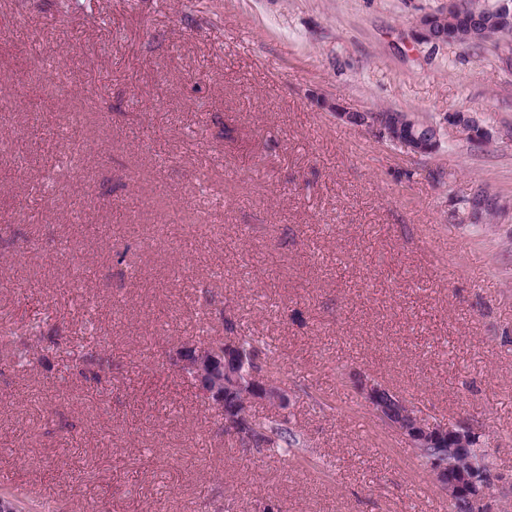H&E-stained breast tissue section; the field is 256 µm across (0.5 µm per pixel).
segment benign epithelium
<instances>
[{
    "mask_svg": "<svg viewBox=\"0 0 512 512\" xmlns=\"http://www.w3.org/2000/svg\"><path fill=\"white\" fill-rule=\"evenodd\" d=\"M461 17L463 12L458 7V0H448L445 10L424 15L418 20L416 35L422 41L446 43L448 24L457 22ZM318 106L327 112L336 113L343 122L375 133L413 154L432 152L439 140L437 135L427 139L415 134L416 130L426 129L428 125L410 115L406 118L410 134L401 137L381 127L369 111H351L339 102L327 99L318 101ZM454 124L468 140L478 139L485 133L484 126L462 113L455 115ZM223 346L224 353L219 357L222 364L220 382L231 389L241 390L243 397L240 409L234 414L224 412L223 400L217 396V387L213 386L210 373L213 359L217 357L209 347L191 342L189 347L194 349L193 355L184 358L175 352L171 356V362L184 376L193 379L204 398L217 409L224 434L247 446L249 439L246 424L251 420L252 409L257 405H268L284 410L289 406L290 399L285 386L273 381L266 371L250 368L247 372H242V365L249 360L257 363L260 357L253 355L247 359L241 356L239 338L230 328L226 329ZM362 392L366 404L378 420L388 429L408 438L412 446L429 448L441 439H447L448 447L441 449V453L435 457L429 473L448 497V501L455 502L465 498L475 502L485 497V490L478 480L480 468L470 455V450L479 442V436L471 428L462 424L449 427L437 422L424 423L410 407L395 413L377 402L376 388L372 384L362 385Z\"/></svg>",
    "mask_w": 512,
    "mask_h": 512,
    "instance_id": "1",
    "label": "benign epithelium"
}]
</instances>
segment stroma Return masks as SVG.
Listing matches in <instances>:
<instances>
[{"mask_svg": "<svg viewBox=\"0 0 512 512\" xmlns=\"http://www.w3.org/2000/svg\"><path fill=\"white\" fill-rule=\"evenodd\" d=\"M447 2L0 0V336L33 355L0 363V494L26 512H448L368 381L472 428L500 476L489 512H512V36L414 40ZM60 62L62 95L39 70ZM322 98L412 114L439 146L409 154ZM88 207L111 232L78 227ZM228 316L277 352L298 447H240L171 366Z\"/></svg>", "mask_w": 512, "mask_h": 512, "instance_id": "1", "label": "stroma"}]
</instances>
